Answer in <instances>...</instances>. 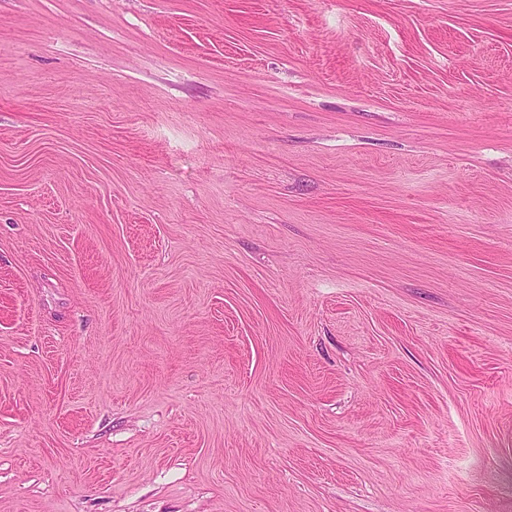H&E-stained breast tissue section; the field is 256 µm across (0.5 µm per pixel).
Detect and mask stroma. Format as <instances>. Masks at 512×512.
<instances>
[{
    "mask_svg": "<svg viewBox=\"0 0 512 512\" xmlns=\"http://www.w3.org/2000/svg\"><path fill=\"white\" fill-rule=\"evenodd\" d=\"M0 512H512V0H0Z\"/></svg>",
    "mask_w": 512,
    "mask_h": 512,
    "instance_id": "35a3bbf8",
    "label": "stroma"
}]
</instances>
